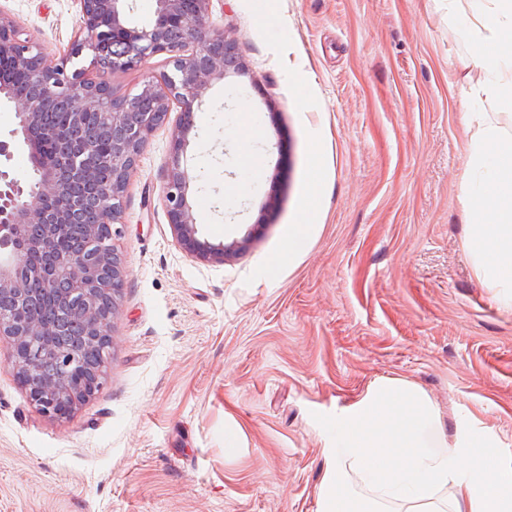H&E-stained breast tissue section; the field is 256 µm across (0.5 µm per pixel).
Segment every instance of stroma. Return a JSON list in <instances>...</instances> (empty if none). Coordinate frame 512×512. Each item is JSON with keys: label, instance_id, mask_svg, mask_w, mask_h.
<instances>
[{"label": "stroma", "instance_id": "35a3bbf8", "mask_svg": "<svg viewBox=\"0 0 512 512\" xmlns=\"http://www.w3.org/2000/svg\"><path fill=\"white\" fill-rule=\"evenodd\" d=\"M458 0H213L247 71L195 111L203 236L248 238L221 265L175 240L169 125L143 147L114 240L126 274L100 390L64 419L16 381L0 342V512H320L336 418L376 385L432 404L446 438L512 461V305L466 247V114L482 71ZM59 63L74 0H0ZM0 101V168L32 176ZM318 165L305 245L288 240ZM237 437L224 449L225 433Z\"/></svg>", "mask_w": 512, "mask_h": 512}]
</instances>
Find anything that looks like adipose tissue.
Returning a JSON list of instances; mask_svg holds the SVG:
<instances>
[{
  "mask_svg": "<svg viewBox=\"0 0 512 512\" xmlns=\"http://www.w3.org/2000/svg\"><path fill=\"white\" fill-rule=\"evenodd\" d=\"M459 32L484 69L475 99L490 106L469 142L467 247L484 280L497 288V300L511 304L512 134L495 111L512 110V0H471ZM333 436L321 512H381L385 502L397 504V512H448L452 499L468 512H512V467L476 438L448 442L434 427L431 404L414 389L377 386L337 420ZM352 472L372 497L352 491ZM446 489L451 497H443Z\"/></svg>",
  "mask_w": 512,
  "mask_h": 512,
  "instance_id": "1",
  "label": "adipose tissue"
}]
</instances>
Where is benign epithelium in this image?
<instances>
[{
  "instance_id": "benign-epithelium-1",
  "label": "benign epithelium",
  "mask_w": 512,
  "mask_h": 512,
  "mask_svg": "<svg viewBox=\"0 0 512 512\" xmlns=\"http://www.w3.org/2000/svg\"><path fill=\"white\" fill-rule=\"evenodd\" d=\"M77 25L74 38L59 64L49 66L42 48L21 38L14 22L0 15V60L26 76L24 84L0 78V98L14 109L18 132L28 146L39 179L35 185L0 169V294L12 295L28 308V316L16 324L0 314V339L11 345L16 377L31 401L49 417L63 419L97 388L85 387L75 376L81 351L75 347L29 348L13 346L14 337L29 336L42 341L63 335L62 328L43 323L34 298L27 292L32 280L68 282L70 294L60 304L70 315L86 324V342L111 348V332L118 312L125 270L114 239H99L96 225L124 223L123 198L137 168V158L153 133L165 121L171 105L179 117L170 133L169 166L163 186L168 220L176 241L200 262L222 264L239 253L249 236L230 242L213 241L199 235L194 197L201 189L203 174L183 165L192 138L198 136L195 105L216 81L243 74L246 65L235 42L210 21L212 0H156L153 22L147 28L129 23V0H74ZM90 52L96 76L77 66ZM167 57L170 71L147 72L140 94L116 97L109 76L142 69L156 56ZM155 102L151 110L138 111L139 96ZM64 108L70 113L71 129L78 138L70 140L42 127L46 112ZM101 115L95 131H86L84 117ZM112 136V152H97V140ZM55 144L56 159H42L40 142ZM112 169V179L101 181L100 165ZM90 186L95 196L92 223L85 226L89 247L78 252L51 249L54 237L76 222L86 206L77 188ZM112 295V307L98 304L100 296ZM56 360L55 377L25 383L42 352Z\"/></svg>"
}]
</instances>
